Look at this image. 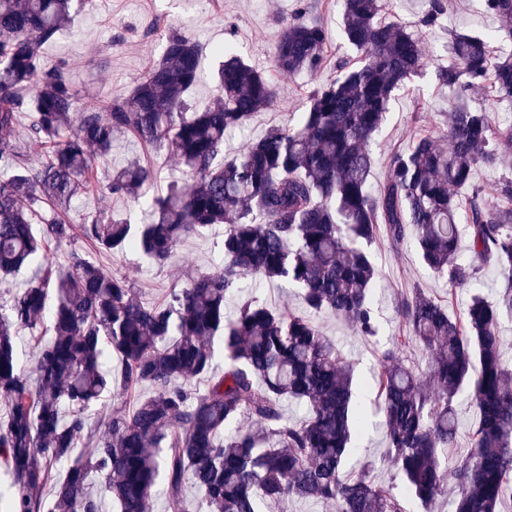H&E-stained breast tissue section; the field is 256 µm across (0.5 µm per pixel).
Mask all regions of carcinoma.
Masks as SVG:
<instances>
[{
	"mask_svg": "<svg viewBox=\"0 0 512 512\" xmlns=\"http://www.w3.org/2000/svg\"><path fill=\"white\" fill-rule=\"evenodd\" d=\"M484 2L497 37L512 41V0ZM92 4L0 0V280L33 269L24 288L0 297V402L8 407L0 465L14 488L4 512H101L95 479L116 512H152L160 482L177 502L193 485L195 512H267L293 498L335 512H407L411 500L430 512L450 486L454 512H499L512 493V367L499 336L501 319L512 317V175L487 195L472 171L500 164L512 128L467 97L489 87L512 103V54H493L492 35L453 34L452 63L434 68L435 82L456 92L446 130L391 151L375 191L370 146L391 96L430 66L419 35L379 19V0H343L340 37L358 59L336 62V77L308 90L297 124L267 130L236 155L224 154L227 132L277 99L267 74L221 51L217 93L196 110L185 95L199 75V46L171 32L127 91L82 103L64 64H47L43 49ZM424 4L420 25L440 26L447 0ZM273 59L282 73L317 74L329 62L325 29L295 12L280 22ZM23 112L32 115L25 126ZM120 134L167 150L182 170L151 199L149 220L102 207L78 227L57 215L34 223L43 199L63 210L81 193L147 196L149 165L131 161L106 181L94 170ZM30 141L46 154L30 155ZM216 225L224 263L190 270L161 304L144 302L129 279L85 254L73 250L59 266L45 253L79 233L99 252L136 250L163 266L182 240ZM464 235L468 264L458 259ZM409 237L449 283L475 286L488 266L502 287L493 303L473 295L459 317L418 288L402 300L406 333L384 351L376 382L403 481L397 492L375 482L371 463L345 473L365 419L354 364L314 317L329 311L376 335L371 246ZM246 278L297 286L301 310L248 297L226 316V296ZM46 314L53 336L36 356L33 383L15 336ZM413 344L430 356L425 383L401 359ZM461 393L479 422L469 452L450 465ZM287 401L305 405L303 421L285 419ZM85 439L95 443L90 457L77 452Z\"/></svg>",
	"mask_w": 512,
	"mask_h": 512,
	"instance_id": "cac0c4a2",
	"label": "carcinoma"
}]
</instances>
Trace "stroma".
I'll return each instance as SVG.
<instances>
[{
    "label": "stroma",
    "instance_id": "1",
    "mask_svg": "<svg viewBox=\"0 0 512 512\" xmlns=\"http://www.w3.org/2000/svg\"><path fill=\"white\" fill-rule=\"evenodd\" d=\"M308 3L309 18L321 22L327 30L332 60L330 66L314 76L285 75L276 71L273 64L279 21L291 16L299 0H93L89 11L78 16L73 26L63 30L54 43L45 46L44 55L48 63H65L69 78L80 93L108 97L129 89L149 61L161 54L165 38L163 32H156L155 25L163 23L165 30L192 36L200 44L201 78L190 90L188 102L201 109L214 94L212 73L219 61L217 51L231 48L264 70L281 89L273 107L257 113L247 125L228 135L224 150L235 153L258 140L270 127L295 124L306 91L335 78V61L355 55L339 36L340 0H308ZM496 27V20L485 12L482 0H448L447 16L440 27L424 34L422 49L434 63L445 66L451 61L448 54L451 33L488 34ZM454 98V92L437 85L429 72L396 91L387 120L373 146L376 158L373 185L384 181L389 150L407 148L419 135L444 129ZM132 158L146 160L155 168L157 181L153 190L156 193L166 192L180 176L179 164L173 156L147 149L127 136L116 139L111 156L99 162L98 172L107 174ZM103 206L131 215L137 222L145 217L142 207L130 199L117 196L103 199L93 193L76 197L64 217L69 223L79 225ZM373 255L377 269V335L361 336L348 321L329 312L316 318L325 336L346 359L354 362L357 383L364 390V408L370 416L375 413L376 396L371 384L383 369L381 354L392 337L405 331L398 313L402 298L418 288L446 305L449 312L459 314L472 295L471 289L452 287L445 279L436 277L420 261L412 241H405L395 249L385 244L375 245ZM223 259L221 238L215 231L184 241L162 267L134 251L99 257L101 264L135 282L142 291L143 301L152 304L164 302L186 270L208 269L221 264ZM248 296L259 297L272 306L293 310L300 307L296 289L248 279L241 290L230 294L228 309H235L240 299Z\"/></svg>",
    "mask_w": 512,
    "mask_h": 512
}]
</instances>
